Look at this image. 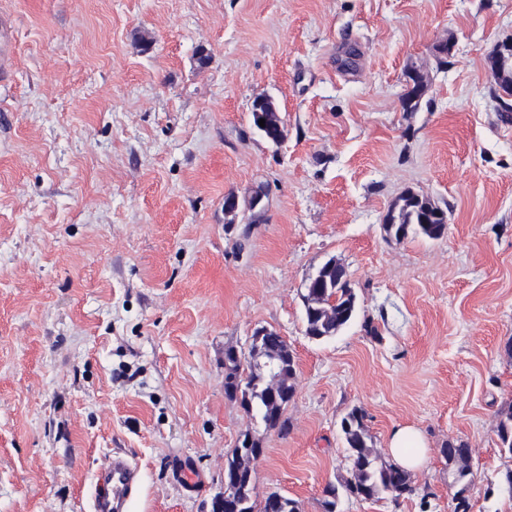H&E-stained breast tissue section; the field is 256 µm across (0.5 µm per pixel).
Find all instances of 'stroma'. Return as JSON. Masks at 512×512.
<instances>
[{"label":"stroma","mask_w":512,"mask_h":512,"mask_svg":"<svg viewBox=\"0 0 512 512\" xmlns=\"http://www.w3.org/2000/svg\"><path fill=\"white\" fill-rule=\"evenodd\" d=\"M0 18V512H90L115 451L140 469L130 512H209L246 431L258 493L321 512L354 408L382 458L409 426L428 462L414 494L340 512H452L456 439L471 512H512V117L485 66L512 0H0ZM264 96L277 145L252 124ZM258 186L261 217L226 223L225 195ZM407 191L446 210L444 237L386 236ZM332 257L359 312L312 340L301 291ZM262 326L297 358L284 435L224 395L225 347ZM254 106L261 113L260 119H265V127H261L259 122L255 121L253 112L251 111L253 126L267 141H278V143H280L284 138V127L274 100L270 97L258 98L253 102V107ZM448 465H452V480L448 488L452 492L454 503L453 512H470V490L475 477L470 466L471 448L464 441L448 442V448L443 450Z\"/></svg>","instance_id":"1"}]
</instances>
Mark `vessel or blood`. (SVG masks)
<instances>
[{"label": "vessel or blood", "mask_w": 512, "mask_h": 512, "mask_svg": "<svg viewBox=\"0 0 512 512\" xmlns=\"http://www.w3.org/2000/svg\"><path fill=\"white\" fill-rule=\"evenodd\" d=\"M94 512H129L139 486V469L127 454L115 452L94 477Z\"/></svg>", "instance_id": "1"}]
</instances>
